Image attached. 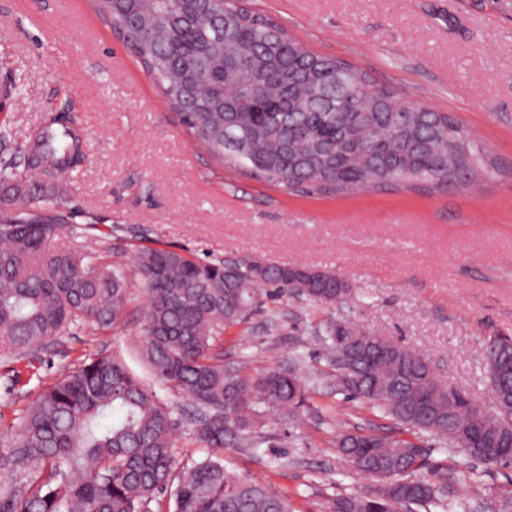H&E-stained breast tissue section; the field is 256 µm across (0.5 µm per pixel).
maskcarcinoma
<instances>
[{
	"mask_svg": "<svg viewBox=\"0 0 512 512\" xmlns=\"http://www.w3.org/2000/svg\"><path fill=\"white\" fill-rule=\"evenodd\" d=\"M101 20L159 86L181 123L222 165L301 194L463 191L499 166L447 112H398L395 92L349 63L317 54L239 0H92ZM64 116L49 117L24 165L0 167V357L74 325L107 331L127 306V285L86 253L46 249L63 227L66 188L82 145ZM146 289L142 355L162 385L210 416H192L206 448L258 447L265 412L297 418L303 379L271 370L250 381L224 367L216 342L273 297L341 307L355 289L302 264L203 263L160 248L134 258ZM372 339L348 321L320 337L336 391L409 431L336 434L345 464L370 487L338 494L327 512H470L448 468H431L422 442L485 465L512 464V341L483 346L494 412L436 376L420 353L394 345L353 358L348 340ZM175 407L110 354L82 360L48 385L0 444V512H291L259 480L208 455L178 458Z\"/></svg>",
	"mask_w": 512,
	"mask_h": 512,
	"instance_id": "obj_1",
	"label": "carcinoma"
}]
</instances>
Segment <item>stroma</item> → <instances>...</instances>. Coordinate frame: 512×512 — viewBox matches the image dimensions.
Instances as JSON below:
<instances>
[{"instance_id": "35a3bbf8", "label": "stroma", "mask_w": 512, "mask_h": 512, "mask_svg": "<svg viewBox=\"0 0 512 512\" xmlns=\"http://www.w3.org/2000/svg\"><path fill=\"white\" fill-rule=\"evenodd\" d=\"M312 51L352 64L397 98L453 114L490 152L512 163V0H247ZM0 159L13 156L47 113L66 112L86 160L67 179L69 222L46 247L95 254L123 273L128 305L111 330L87 326L0 360V436L42 389L85 357L119 358L161 398L141 356L146 295L134 264L144 248L220 261L259 257L307 264L343 276L357 290L340 308L296 297L220 337L224 364L251 379L296 368L307 401L298 419L269 413L260 449L227 448V468L289 497L294 512H325L329 498L365 488L343 464L337 430L370 432L379 415L337 393L318 332L332 318L418 351L437 376L490 403L482 355L496 333L512 331V178L469 192L389 191L296 195L214 161L180 124L158 88L101 21L89 0H0ZM12 395H4L6 384ZM456 472L476 512H498L511 466L430 456Z\"/></svg>"}]
</instances>
